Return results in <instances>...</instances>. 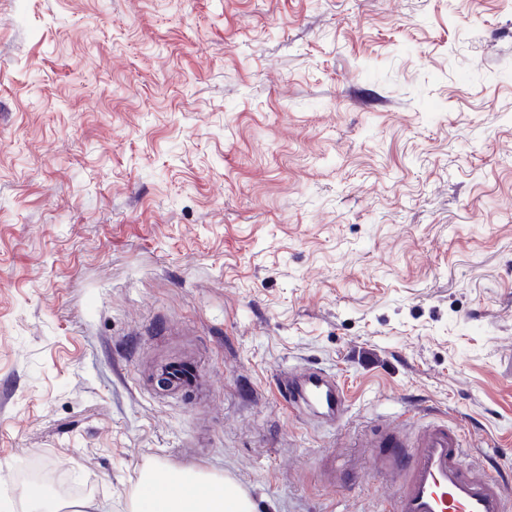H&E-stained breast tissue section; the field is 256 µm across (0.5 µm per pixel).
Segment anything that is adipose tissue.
Returning <instances> with one entry per match:
<instances>
[{
	"mask_svg": "<svg viewBox=\"0 0 512 512\" xmlns=\"http://www.w3.org/2000/svg\"><path fill=\"white\" fill-rule=\"evenodd\" d=\"M131 512H254V504L231 479L152 466L140 481Z\"/></svg>",
	"mask_w": 512,
	"mask_h": 512,
	"instance_id": "1",
	"label": "adipose tissue"
}]
</instances>
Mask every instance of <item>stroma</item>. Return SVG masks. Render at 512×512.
<instances>
[{
  "label": "stroma",
  "mask_w": 512,
  "mask_h": 512,
  "mask_svg": "<svg viewBox=\"0 0 512 512\" xmlns=\"http://www.w3.org/2000/svg\"><path fill=\"white\" fill-rule=\"evenodd\" d=\"M434 417L512 472V0H0V504L380 512L355 432ZM166 381V390L171 395H191L199 403L206 401L211 389L210 380L197 368L192 359L186 358L168 364L158 374ZM277 389L288 407L305 408L309 415L322 423L340 425L347 413L348 398L333 374L312 366L289 369L277 379ZM314 406L317 412H311ZM131 512H254L249 495L227 477L202 471L175 473L149 467Z\"/></svg>",
  "instance_id": "obj_1"
}]
</instances>
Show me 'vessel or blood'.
<instances>
[{"instance_id":"b4317fda","label":"vessel or blood","mask_w":512,"mask_h":512,"mask_svg":"<svg viewBox=\"0 0 512 512\" xmlns=\"http://www.w3.org/2000/svg\"><path fill=\"white\" fill-rule=\"evenodd\" d=\"M166 390L206 401L210 380L192 359L161 368ZM284 403L313 408L314 419L336 426L348 409V398L333 374L311 366L289 369L278 378ZM386 478L384 512H512L507 475L491 464L467 466L457 427L433 419L416 425L375 428L361 438Z\"/></svg>"}]
</instances>
